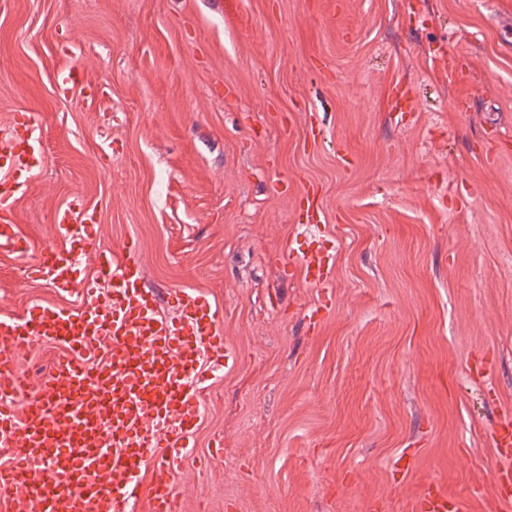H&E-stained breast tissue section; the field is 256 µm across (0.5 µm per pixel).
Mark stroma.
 Returning a JSON list of instances; mask_svg holds the SVG:
<instances>
[{"instance_id": "stroma-1", "label": "stroma", "mask_w": 512, "mask_h": 512, "mask_svg": "<svg viewBox=\"0 0 512 512\" xmlns=\"http://www.w3.org/2000/svg\"><path fill=\"white\" fill-rule=\"evenodd\" d=\"M22 112L0 317L75 304L28 268L76 205L224 327L182 512H512V0H0V136ZM58 85L63 91L75 87L89 89L90 102L93 103L96 99V91L89 83L87 73L77 64L66 66L60 70ZM289 257L298 261L301 267L306 271L307 277L312 272H318V283H324L335 266V255L332 253L315 251L310 253L299 252L294 254L293 250L290 251ZM494 445L500 460L506 462L496 469L495 482L499 486H510L512 483V468L510 465L512 458V431L510 428L503 429L494 437ZM418 508L427 512H461L462 504L447 490L432 484L422 493Z\"/></svg>"}]
</instances>
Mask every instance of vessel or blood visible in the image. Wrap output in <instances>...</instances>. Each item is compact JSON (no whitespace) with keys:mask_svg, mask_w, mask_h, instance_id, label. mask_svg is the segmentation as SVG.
Listing matches in <instances>:
<instances>
[{"mask_svg":"<svg viewBox=\"0 0 512 512\" xmlns=\"http://www.w3.org/2000/svg\"><path fill=\"white\" fill-rule=\"evenodd\" d=\"M61 90L89 88L78 65L61 69ZM39 137L27 113L0 137V249L25 253L6 208L21 191L14 173L37 167ZM55 227L63 247L44 250L32 270L58 291L77 295L69 309L36 307L23 320L0 317V505L6 512H126L146 487L147 512H180L175 480L201 415L202 362L231 353L205 296L176 299L177 317L161 313L142 287L135 239L120 252L100 247L93 213L64 209ZM96 275L82 277L83 254ZM306 272L326 281L334 254L299 252ZM51 343L61 357L32 384L21 351ZM500 486L512 484V430L494 437ZM421 512H462L460 500L431 485Z\"/></svg>","mask_w":512,"mask_h":512,"instance_id":"vessel-or-blood-1","label":"vessel or blood"}]
</instances>
